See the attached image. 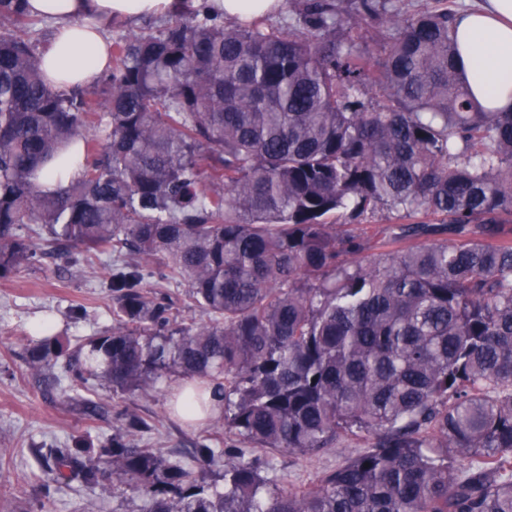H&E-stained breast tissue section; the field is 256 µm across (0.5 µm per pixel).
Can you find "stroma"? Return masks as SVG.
<instances>
[{
    "instance_id": "35a3bbf8",
    "label": "stroma",
    "mask_w": 512,
    "mask_h": 512,
    "mask_svg": "<svg viewBox=\"0 0 512 512\" xmlns=\"http://www.w3.org/2000/svg\"><path fill=\"white\" fill-rule=\"evenodd\" d=\"M106 274L104 265L80 272L57 256L0 278V512H140L141 497L127 489L89 494L76 486L46 487L34 447L60 445L80 433L105 437L129 413L153 426L144 434V444L168 453L184 452L217 429L213 423L189 426L171 415L170 378L145 394L115 396L97 387L95 399L102 410L92 418L63 390L49 393L34 382L24 345L34 335L35 323L52 319L56 333L72 343L112 328L113 301L103 285ZM369 446L365 437L346 436L337 447L312 457L274 453L277 486L295 489L314 483L324 471Z\"/></svg>"
}]
</instances>
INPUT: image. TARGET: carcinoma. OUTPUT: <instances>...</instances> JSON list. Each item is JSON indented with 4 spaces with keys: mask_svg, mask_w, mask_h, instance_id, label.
<instances>
[{
    "mask_svg": "<svg viewBox=\"0 0 512 512\" xmlns=\"http://www.w3.org/2000/svg\"><path fill=\"white\" fill-rule=\"evenodd\" d=\"M170 15L113 43L101 114L49 84L26 0H0V277L118 254L116 325L71 349L28 339L29 370L50 391L65 359L90 415L94 382L193 381L183 416L220 393L211 421L233 443L168 454L128 414L97 445L49 447L42 470L128 487L141 512H512V112L470 97L457 13L305 0L290 33L228 27L206 0ZM367 16L387 32L352 36ZM67 145L81 176L41 188ZM381 211L397 248L367 262L362 225ZM446 231L458 239L426 241ZM153 275L185 283L209 322H179ZM344 434L372 445L300 491L270 490L273 459L253 453L312 456ZM450 453L476 464L460 475Z\"/></svg>",
    "mask_w": 512,
    "mask_h": 512,
    "instance_id": "cac0c4a2",
    "label": "carcinoma"
}]
</instances>
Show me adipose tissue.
<instances>
[{"mask_svg": "<svg viewBox=\"0 0 512 512\" xmlns=\"http://www.w3.org/2000/svg\"><path fill=\"white\" fill-rule=\"evenodd\" d=\"M174 0H28L54 23L41 54L55 87L90 86L112 67L107 30L115 22L168 13ZM455 37L472 98L486 112H512V0H482L458 15Z\"/></svg>", "mask_w": 512, "mask_h": 512, "instance_id": "1", "label": "adipose tissue"}]
</instances>
